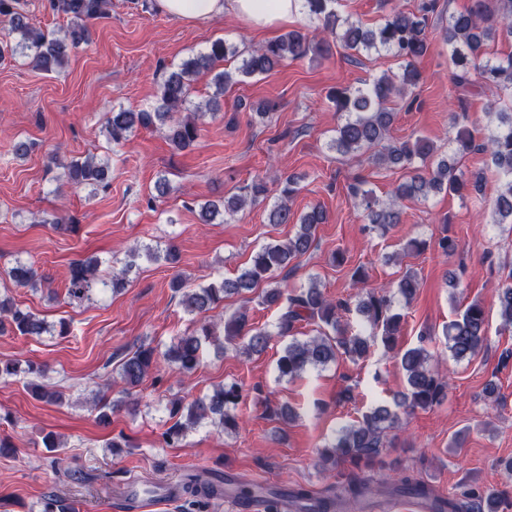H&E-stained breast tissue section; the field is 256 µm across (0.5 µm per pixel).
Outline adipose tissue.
Instances as JSON below:
<instances>
[{
	"mask_svg": "<svg viewBox=\"0 0 512 512\" xmlns=\"http://www.w3.org/2000/svg\"><path fill=\"white\" fill-rule=\"evenodd\" d=\"M160 13L191 24L230 13L258 31H270L303 16V0H155Z\"/></svg>",
	"mask_w": 512,
	"mask_h": 512,
	"instance_id": "1",
	"label": "adipose tissue"
}]
</instances>
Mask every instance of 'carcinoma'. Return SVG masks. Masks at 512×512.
I'll return each instance as SVG.
<instances>
[{"label":"carcinoma","instance_id":"1","mask_svg":"<svg viewBox=\"0 0 512 512\" xmlns=\"http://www.w3.org/2000/svg\"><path fill=\"white\" fill-rule=\"evenodd\" d=\"M337 0H305L309 25L292 30L247 52L241 65L218 71L217 64L239 55L237 48L222 39L211 43L200 53L170 71L160 85L157 105L138 111L119 108L108 113L104 123L107 140L119 145L136 130L158 128L165 140L177 152L192 148L201 135L202 120L220 110L218 97L244 79L265 74L289 61L307 56L318 59L329 52L330 42L356 54L386 52L399 62L400 72H383L357 88H335L328 100L342 113L344 121L336 129L330 147L343 155L372 152L371 159L378 165L399 167L406 171V179L399 184L386 202L370 190L364 182L349 184L348 195L359 209L366 223L384 228L401 221V203L406 199H425L432 192L445 191L470 195L483 193L486 177L482 171H464L458 167L460 159L472 152H486L498 171L506 177L505 188L493 199L494 223L512 224V112H502L490 105L488 112L495 116L497 125L485 138L475 139L468 131H461L454 139V158H434V145L424 139L414 143L392 141L387 137L397 112L389 101L397 96L403 99L402 108L412 109L417 100L414 90L422 81L417 67L419 59L430 47L431 29L435 28L437 0H421L412 10L396 4L384 15L375 29L363 27L358 20H342L336 13ZM52 10L69 18L68 28L61 36L45 32L31 23L23 0H0V23L7 24V33L0 38V62L21 55L32 66L44 72H57L67 63L72 52L90 42L89 22L109 15L111 0H50ZM443 40L451 50L452 83L468 93L474 83L512 91V53L500 55L491 51V45L504 36L512 38V0H468L460 12L448 14L441 28ZM213 73L215 99L211 104L188 108L192 83L203 72ZM63 176L70 185L95 189L109 185L111 168L94 154L61 164ZM299 177L290 175L271 205L267 220L270 224H286L291 220L288 200L295 193ZM268 195L261 179L240 189V193L219 200H208L199 205L202 223L213 224L226 216L233 217ZM326 222V213L314 206L298 219L299 230L287 240L267 244L252 258L248 266L234 278H223L203 287L187 288L181 278L175 277L170 286L180 294L179 304L184 312L196 317L194 328L176 338L160 355L180 374H192L202 365L203 348L208 343L232 350L239 355L263 353L272 337L287 338L289 342L277 361L280 378L294 380L309 368H323L339 357L351 360L367 355L370 339L380 338L389 351L395 350L400 332L401 315L392 312V293L387 286L366 287L367 274L361 267L352 275V287L357 289L356 311L371 328V338L349 333L341 323L343 314L350 311V302L344 298L326 295L316 279L299 290L283 286L290 272V264L306 255L315 240L317 226ZM174 264L178 260L176 246L134 245L125 255L123 265L105 275L102 266H111L108 260L89 257L73 262L67 280L66 297L69 303L93 304L106 290L117 294L129 283V273L141 256ZM8 277L18 287L33 290L40 285L35 268L16 262L8 270ZM265 285L262 304L279 311L274 329L257 327L251 323L247 309L233 313L220 324L198 315L224 304L231 295L244 296L259 285ZM419 282L408 270L396 283V293L405 302L415 296ZM503 325L512 326V275L498 291ZM321 324L318 335L306 340L295 339L298 325ZM14 332L22 336H41L52 332V326L27 308L20 307L9 295L0 294V333ZM487 321L483 307L474 302L466 306L460 318L445 329L448 350L456 360L470 358L483 347ZM152 346H139L122 357L106 379L107 388L122 384V398L113 400L95 397L91 409L98 411L101 422L110 421L112 413L122 406L156 368L158 357ZM401 366L407 380V392L398 395L397 406L406 414L432 409L440 405L447 394L449 377L430 363V356L422 347L406 350L401 355ZM29 376L27 387L34 395L49 404L61 405L65 393L51 384L39 382L42 366L20 359H0V379ZM243 398V386L237 382L225 383L213 393L185 403L180 398L168 402L167 411L173 424L164 433L168 447L182 444L190 429L211 425L220 432L231 434L239 428L234 410ZM402 424L401 414L379 406L363 414L362 419L343 427L334 440L319 452L323 464L336 466L348 463L355 468L376 460L385 447L387 432ZM185 501L201 507L204 500L224 493V479L211 480L201 474L186 473L182 480ZM391 490L399 495L414 497L429 503L431 512H501L504 492L490 488H466L460 492L442 494L420 476L403 470L390 481ZM372 493L371 480L347 476L328 486L326 494L319 495L299 486L287 494L296 512H342L350 502L363 503Z\"/></svg>","mask_w":512,"mask_h":512}]
</instances>
